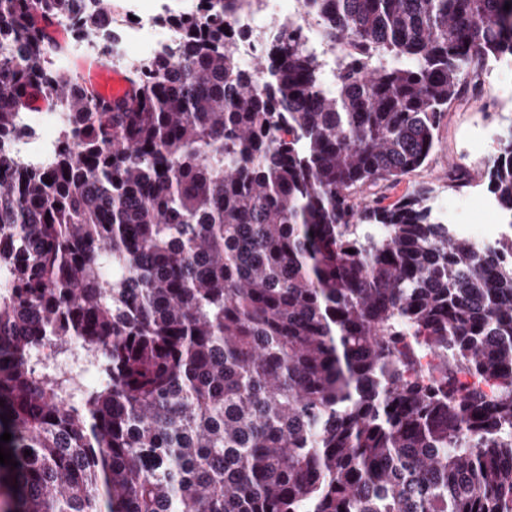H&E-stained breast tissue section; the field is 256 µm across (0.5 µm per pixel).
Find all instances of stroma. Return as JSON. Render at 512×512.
Segmentation results:
<instances>
[{
	"instance_id": "1",
	"label": "stroma",
	"mask_w": 512,
	"mask_h": 512,
	"mask_svg": "<svg viewBox=\"0 0 512 512\" xmlns=\"http://www.w3.org/2000/svg\"><path fill=\"white\" fill-rule=\"evenodd\" d=\"M486 123L507 131L512 126V101H495L485 93L466 96L453 104L442 119L428 163L391 189L390 198L423 186L428 190L429 204L453 200L459 206L477 208L479 200L489 194L485 163L497 151L493 144L481 151L472 145L473 130ZM454 166L464 168L466 185L460 187L449 180L448 172Z\"/></svg>"
}]
</instances>
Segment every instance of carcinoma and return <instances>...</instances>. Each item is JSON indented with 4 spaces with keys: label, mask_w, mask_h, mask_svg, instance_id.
I'll use <instances>...</instances> for the list:
<instances>
[{
    "label": "carcinoma",
    "mask_w": 512,
    "mask_h": 512,
    "mask_svg": "<svg viewBox=\"0 0 512 512\" xmlns=\"http://www.w3.org/2000/svg\"><path fill=\"white\" fill-rule=\"evenodd\" d=\"M205 2L112 105L37 27L112 8L0 0V512H512V239L371 192L512 54V0H302L330 85L292 32L257 84L222 29L256 0ZM489 188L512 209V139ZM73 347L91 386L44 372ZM59 111L25 112L22 121L31 128V134L19 144L23 157L31 164L42 165L52 158L61 128Z\"/></svg>",
    "instance_id": "carcinoma-1"
}]
</instances>
